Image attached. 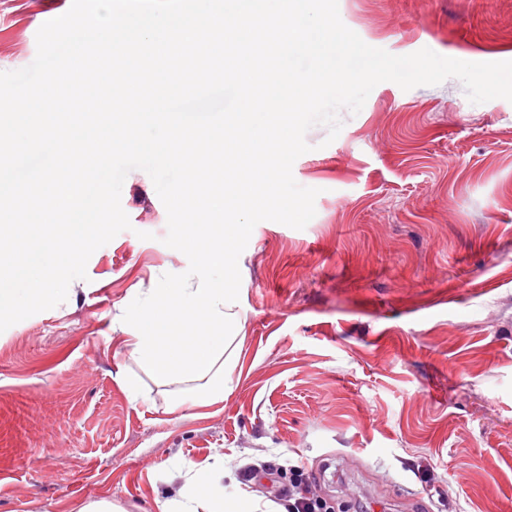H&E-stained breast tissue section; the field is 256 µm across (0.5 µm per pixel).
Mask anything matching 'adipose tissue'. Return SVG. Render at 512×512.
<instances>
[{
    "label": "adipose tissue",
    "instance_id": "obj_1",
    "mask_svg": "<svg viewBox=\"0 0 512 512\" xmlns=\"http://www.w3.org/2000/svg\"><path fill=\"white\" fill-rule=\"evenodd\" d=\"M197 310L203 311L207 328L206 345L200 350L193 346L194 335L185 331L186 314ZM241 311L237 293L220 286L166 289L160 299L131 312V319L142 328L132 355L138 363L161 369L177 382L197 383L200 403L221 401L237 365L235 340ZM220 479L213 470L195 471L176 498L160 503V512H287L283 505L247 492L225 499Z\"/></svg>",
    "mask_w": 512,
    "mask_h": 512
}]
</instances>
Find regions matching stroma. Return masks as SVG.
Wrapping results in <instances>:
<instances>
[{
	"label": "stroma",
	"instance_id": "obj_1",
	"mask_svg": "<svg viewBox=\"0 0 512 512\" xmlns=\"http://www.w3.org/2000/svg\"><path fill=\"white\" fill-rule=\"evenodd\" d=\"M70 6L0 0V71ZM338 7L394 55L512 61V0ZM340 118L292 168L315 217L260 222L241 254L238 365L210 406L170 412L176 384L130 355L127 306L189 261L150 176L128 173L130 229L65 302L0 333V512H159L188 462L225 470L228 499L283 503L299 480L333 512H512V102L386 81Z\"/></svg>",
	"mask_w": 512,
	"mask_h": 512
}]
</instances>
